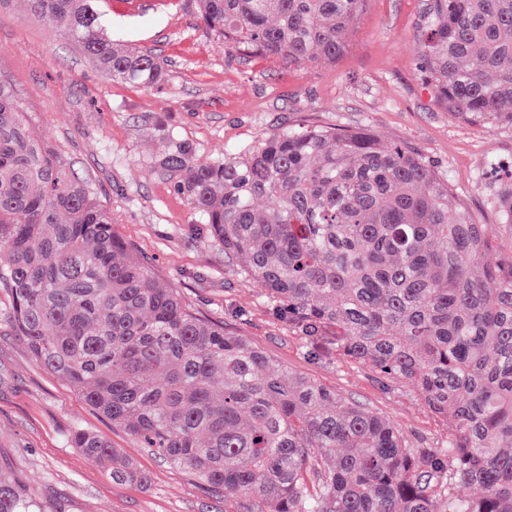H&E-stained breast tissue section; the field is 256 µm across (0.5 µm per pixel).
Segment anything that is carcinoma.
<instances>
[{
	"label": "carcinoma",
	"instance_id": "1",
	"mask_svg": "<svg viewBox=\"0 0 512 512\" xmlns=\"http://www.w3.org/2000/svg\"><path fill=\"white\" fill-rule=\"evenodd\" d=\"M367 0H198L225 46L334 63ZM110 80L159 59L108 35L104 0H25ZM418 71L454 118L512 126V0H429ZM224 255L313 342L414 387L450 424L416 448L385 418L200 318L116 231L92 186L32 136L0 84V290L37 362L224 512H512V261L430 163L370 130L300 127L244 154L161 159ZM73 447L115 483L148 474L101 436ZM480 495L462 498L461 487ZM0 512H49L0 480Z\"/></svg>",
	"mask_w": 512,
	"mask_h": 512
}]
</instances>
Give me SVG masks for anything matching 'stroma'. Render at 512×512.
<instances>
[{
    "label": "stroma",
    "instance_id": "35a3bbf8",
    "mask_svg": "<svg viewBox=\"0 0 512 512\" xmlns=\"http://www.w3.org/2000/svg\"><path fill=\"white\" fill-rule=\"evenodd\" d=\"M428 0H368L349 49L333 63H287L228 49L197 0H107L115 43L151 51L164 77L145 88L105 78L23 0L0 5V82L31 115L34 136L67 159L112 213L117 231L202 318L223 324L288 371L383 416L413 445L442 443L449 423L415 389L308 338L281 318L265 288L211 242L161 158L189 145L203 160L252 149L297 126L368 129L414 147L447 180L475 223L501 240L499 198L512 172V126L453 119L417 68ZM0 291V478L51 512H224V498L142 448L65 380L39 365L6 318ZM84 428L132 458L148 488L113 483L73 448Z\"/></svg>",
    "mask_w": 512,
    "mask_h": 512
}]
</instances>
